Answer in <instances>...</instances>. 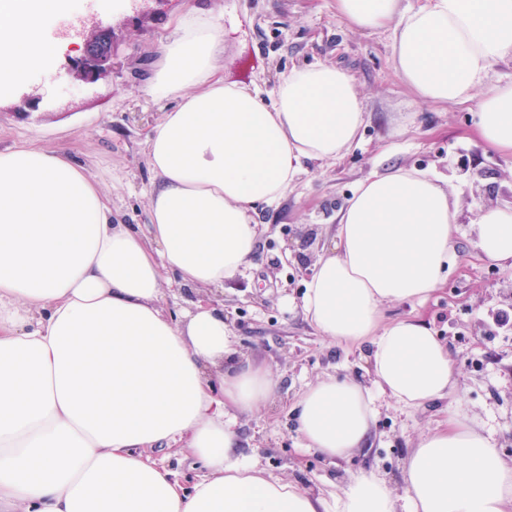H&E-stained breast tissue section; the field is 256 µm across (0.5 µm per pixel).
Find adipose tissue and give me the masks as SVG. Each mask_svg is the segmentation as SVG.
<instances>
[{
	"mask_svg": "<svg viewBox=\"0 0 512 512\" xmlns=\"http://www.w3.org/2000/svg\"><path fill=\"white\" fill-rule=\"evenodd\" d=\"M64 0H0V87L45 56V26ZM335 0L350 26H393V59L424 102L475 105L489 149L512 155V84L487 85L512 59V0ZM224 33L188 11L160 47L146 88L173 101L146 139L155 175L148 232L65 154L0 151V512H512V460L462 412L424 436L404 464V494L374 473L323 496L268 475L237 450L230 414L269 401L275 383L238 348L212 302L172 311L161 284L222 287L257 245V205L296 183L303 161H332L364 122L352 76L292 68L271 97L225 83L214 61ZM458 206L430 174L397 170L360 183L336 241L316 262L303 309L337 342L370 344L378 389L422 407L454 387L448 347L385 305L425 300L448 274ZM479 253L512 268V206L482 209ZM306 447L327 459L368 441L369 389L340 376L291 405ZM176 449L204 473L184 486L152 458Z\"/></svg>",
	"mask_w": 512,
	"mask_h": 512,
	"instance_id": "adipose-tissue-1",
	"label": "adipose tissue"
}]
</instances>
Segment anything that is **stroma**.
<instances>
[{
  "mask_svg": "<svg viewBox=\"0 0 512 512\" xmlns=\"http://www.w3.org/2000/svg\"><path fill=\"white\" fill-rule=\"evenodd\" d=\"M224 30L217 67L225 83L271 94L292 67L322 63L347 71L364 110L360 139L343 158L310 162L278 202L261 206L252 264L224 283V318L241 352L268 368L272 400L239 418V451L271 475L315 494L376 472L395 494L404 492V461L445 412H465L512 459V269L477 256L472 221L484 208L512 204V156L486 149L475 137L473 104L423 103L403 83L392 58V28L359 31L337 16L334 0H69L53 18V41L42 65L22 83L0 89V150L27 142L57 150L82 165L124 223L139 232L147 222L153 179L144 143L168 102L143 93L158 61L159 39L189 8ZM112 29L117 67L87 86L69 68L83 49L66 37L71 26ZM49 93L53 106L38 103ZM395 168L430 173L458 206L456 258L427 301H396L384 321L417 317L449 349L455 387L426 407L375 397L377 414L366 447L347 458L323 459L301 446L291 404L327 375L373 387L365 344L337 342L306 319L302 297L313 263L330 250L337 215L355 187ZM311 247H304L308 234Z\"/></svg>",
  "mask_w": 512,
  "mask_h": 512,
  "instance_id": "35a3bbf8",
  "label": "stroma"
}]
</instances>
